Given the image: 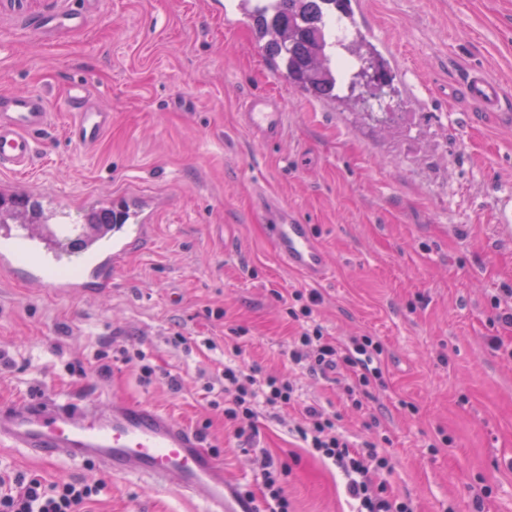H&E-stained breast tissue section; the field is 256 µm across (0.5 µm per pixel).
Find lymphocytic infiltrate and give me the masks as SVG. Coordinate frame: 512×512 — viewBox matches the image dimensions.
Masks as SVG:
<instances>
[{
    "instance_id": "1",
    "label": "lymphocytic infiltrate",
    "mask_w": 512,
    "mask_h": 512,
    "mask_svg": "<svg viewBox=\"0 0 512 512\" xmlns=\"http://www.w3.org/2000/svg\"><path fill=\"white\" fill-rule=\"evenodd\" d=\"M321 301L318 291H293L286 313L302 327L288 344V359L312 374L343 370L352 377L346 394L353 406H360V388L382 382L381 343L368 336L353 337L343 345L325 336L320 325L311 323L315 306ZM224 421L237 436L252 434L258 406L269 409L287 407L296 401V389L278 375H260L257 368L225 366ZM303 422L296 428L306 447L332 462L346 480V491L357 501V512H415L411 500L396 495L381 472L389 461L377 452L376 443L356 447L341 432L336 414L316 405L302 408ZM262 481L258 500L264 512H289L290 503L282 477L284 465L271 457L261 459ZM101 491L100 485L83 480L46 481L39 477L28 479L0 477V512H76L77 508Z\"/></svg>"
}]
</instances>
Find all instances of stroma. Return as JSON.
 <instances>
[{"mask_svg": "<svg viewBox=\"0 0 512 512\" xmlns=\"http://www.w3.org/2000/svg\"><path fill=\"white\" fill-rule=\"evenodd\" d=\"M226 2L93 0L82 29L47 39L35 22L77 0H0V92H38L53 114L21 183L69 205L76 224L100 201L137 196L156 226L110 293L0 282V351L10 359L0 408L55 394L149 404L200 435L240 489L261 481L251 444L287 464L293 512H353L336 468L293 432L302 405L316 402L352 440L379 443L392 465L382 480L416 512H473L484 489L485 512H512V329L496 306L512 290V235L497 222L512 201V0H360V51L334 100L270 74L252 21ZM366 63L391 78L380 96L355 79ZM472 67L505 86L502 110L460 98ZM74 81L112 115L91 148L67 137L61 105ZM259 93L286 113L277 142L254 140L239 121L242 100ZM270 197L325 249L316 323L339 342L369 336L386 349L384 382L361 407L347 401L346 377L289 368L297 325L276 295L311 286L269 244ZM178 333L186 344L174 343ZM231 339L237 349L226 348ZM230 361L288 374L298 395L277 421L259 407L250 443L211 405L207 385ZM102 362L110 373H99ZM1 474L102 483L77 512L202 510L176 491L90 464L47 466L7 444Z\"/></svg>", "mask_w": 512, "mask_h": 512, "instance_id": "obj_1", "label": "stroma"}]
</instances>
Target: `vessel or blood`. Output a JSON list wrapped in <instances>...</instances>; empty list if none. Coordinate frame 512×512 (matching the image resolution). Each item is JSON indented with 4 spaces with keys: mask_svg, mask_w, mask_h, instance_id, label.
Listing matches in <instances>:
<instances>
[{
    "mask_svg": "<svg viewBox=\"0 0 512 512\" xmlns=\"http://www.w3.org/2000/svg\"><path fill=\"white\" fill-rule=\"evenodd\" d=\"M83 9L76 8L38 21L43 36L62 28L83 25ZM461 93L471 106L484 112L499 111L505 102L502 85L479 68L469 70ZM85 84H71L64 108L72 120L67 135L75 144L96 145L112 125V115L94 109ZM243 126L261 142L279 140L286 114L268 95L245 99L240 114ZM44 97L33 92L0 93V171L22 175L38 155L39 135L50 124ZM5 205L24 203L35 218L16 221L0 216V280L24 277L43 291L78 295L93 288L107 293L112 279L127 261L132 246L149 244L152 225L128 208L125 224H70L50 196L36 194L18 184L0 191ZM263 217L275 254L288 268L318 283L327 278V256L298 223L287 206L269 203ZM23 448L45 461L64 458L74 463L93 462L115 473L151 481L199 498L203 512H256L257 502L247 500L224 470L203 447L199 437L173 416L147 404L113 401L102 408L88 397L71 399L41 396L0 410V443Z\"/></svg>",
    "mask_w": 512,
    "mask_h": 512,
    "instance_id": "vessel-or-blood-1",
    "label": "vessel or blood"
}]
</instances>
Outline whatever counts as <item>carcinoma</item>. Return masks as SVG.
<instances>
[{
  "instance_id": "obj_1",
  "label": "carcinoma",
  "mask_w": 512,
  "mask_h": 512,
  "mask_svg": "<svg viewBox=\"0 0 512 512\" xmlns=\"http://www.w3.org/2000/svg\"><path fill=\"white\" fill-rule=\"evenodd\" d=\"M348 14V0H280L275 15H253L262 36L270 38V54L284 64L295 86L325 98H336V76L326 67L334 44L325 33L323 7Z\"/></svg>"
}]
</instances>
